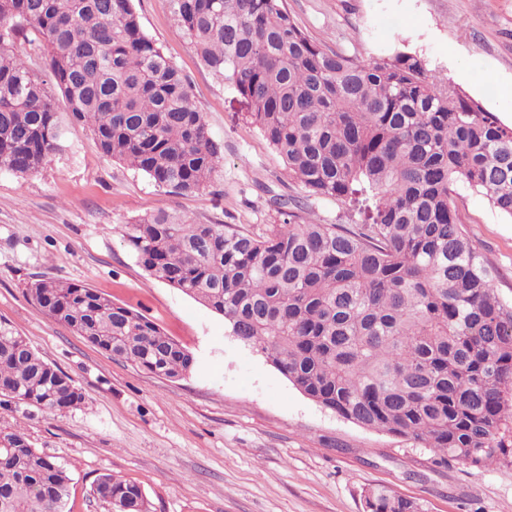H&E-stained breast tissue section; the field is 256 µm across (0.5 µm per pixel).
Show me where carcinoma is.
<instances>
[{
	"label": "carcinoma",
	"mask_w": 512,
	"mask_h": 512,
	"mask_svg": "<svg viewBox=\"0 0 512 512\" xmlns=\"http://www.w3.org/2000/svg\"><path fill=\"white\" fill-rule=\"evenodd\" d=\"M180 30L250 105V124L311 196L349 200L362 224L304 220L272 198L279 223L255 233L158 210L125 225L154 277L224 316L232 336L310 399L441 458L490 466L512 453V304L452 206L457 181L512 218V126L417 53L364 63L326 51L284 0H170ZM27 44L43 60L12 46ZM101 153L171 193L223 167L190 87L143 31L133 0H0V167L38 172L60 148L55 93ZM30 300L88 343L157 377L193 356L99 291L37 279ZM7 401L62 413L84 394L0 324ZM71 477L17 429L0 428V512H69ZM94 494L112 512H151L112 474ZM371 512H421L385 488Z\"/></svg>",
	"instance_id": "1"
}]
</instances>
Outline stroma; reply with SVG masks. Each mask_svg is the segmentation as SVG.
I'll return each mask as SVG.
<instances>
[{"label":"stroma","instance_id":"stroma-1","mask_svg":"<svg viewBox=\"0 0 512 512\" xmlns=\"http://www.w3.org/2000/svg\"><path fill=\"white\" fill-rule=\"evenodd\" d=\"M322 47L366 61L422 55L512 124V0H285ZM144 32L187 79L224 164L212 183L173 194L102 155L88 125L62 115L61 148L32 175L0 169V323L24 336L85 395L64 413L0 403V428L23 431L62 464L70 512H110L92 492L110 473L138 484L152 512H364L386 487L422 512H512V461H440L413 440L359 426L302 394L221 315L150 275L123 236L165 210L198 224L257 232L276 223L270 197L304 201L321 224H355L343 202L307 196L247 119L245 100L201 61L168 0H134ZM468 237L512 302V217L458 182ZM81 282L156 323L193 356L167 380L111 357L46 316L26 295L35 279Z\"/></svg>","mask_w":512,"mask_h":512}]
</instances>
